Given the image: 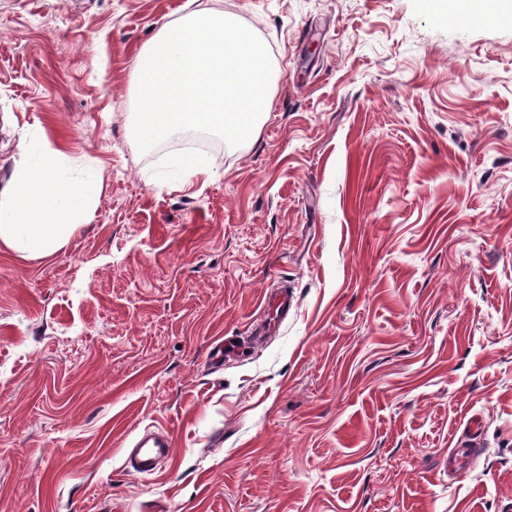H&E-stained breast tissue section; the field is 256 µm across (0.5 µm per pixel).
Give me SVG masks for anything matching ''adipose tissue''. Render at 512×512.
Instances as JSON below:
<instances>
[{
  "label": "adipose tissue",
  "instance_id": "1",
  "mask_svg": "<svg viewBox=\"0 0 512 512\" xmlns=\"http://www.w3.org/2000/svg\"><path fill=\"white\" fill-rule=\"evenodd\" d=\"M441 21L475 18L496 26L512 20V0H422ZM63 153L45 145L35 164L18 166L0 201V244L20 254L59 252L74 230L88 223L96 196L61 179Z\"/></svg>",
  "mask_w": 512,
  "mask_h": 512
}]
</instances>
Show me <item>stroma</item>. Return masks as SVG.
<instances>
[{
    "label": "stroma",
    "mask_w": 512,
    "mask_h": 512,
    "mask_svg": "<svg viewBox=\"0 0 512 512\" xmlns=\"http://www.w3.org/2000/svg\"><path fill=\"white\" fill-rule=\"evenodd\" d=\"M186 2L0 0V189L47 140L97 185L57 254L0 246V512H512V26L204 0L268 44L272 109L143 152L134 60ZM265 303L269 307V318L254 327L251 336H248L249 343L257 344L263 342L269 336L274 335L280 325L288 318V314L294 307L292 293L288 287L282 285L276 291L265 296ZM171 436L163 431L144 433L132 449L129 461L133 469L142 475H152L169 460L173 452Z\"/></svg>",
    "instance_id": "obj_1"
}]
</instances>
